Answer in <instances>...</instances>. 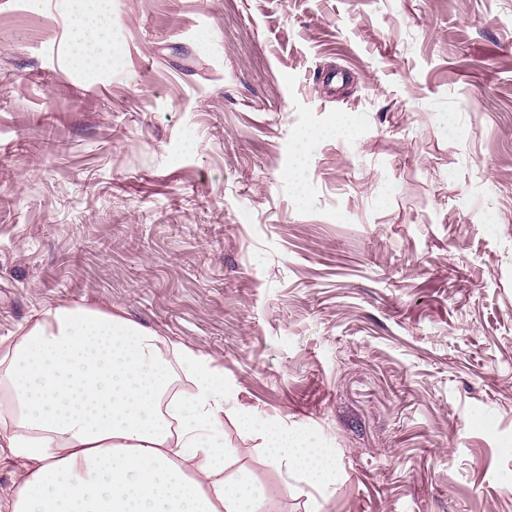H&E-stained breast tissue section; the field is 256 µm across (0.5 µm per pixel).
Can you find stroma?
Instances as JSON below:
<instances>
[{"label":"stroma","mask_w":512,"mask_h":512,"mask_svg":"<svg viewBox=\"0 0 512 512\" xmlns=\"http://www.w3.org/2000/svg\"><path fill=\"white\" fill-rule=\"evenodd\" d=\"M94 6L0 0V336L87 305L209 356L259 512H512V0H111L103 68ZM98 1L96 12L81 14L74 23L72 39L78 50L79 61L91 55L104 62L111 57L108 33L104 25L110 0ZM263 448L286 473L298 471L315 481H326L332 475V468L321 448H316L306 437L290 435L276 428L263 433Z\"/></svg>","instance_id":"obj_1"}]
</instances>
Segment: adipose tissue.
Returning <instances> with one entry per match:
<instances>
[{
  "label": "adipose tissue",
  "instance_id": "ef3b65f1",
  "mask_svg": "<svg viewBox=\"0 0 512 512\" xmlns=\"http://www.w3.org/2000/svg\"><path fill=\"white\" fill-rule=\"evenodd\" d=\"M109 0L79 15V58L111 57ZM224 375L208 356L120 315L48 306L0 336V461L20 482L0 512H255L247 473L224 478ZM286 472L328 480L308 438L266 429Z\"/></svg>",
  "mask_w": 512,
  "mask_h": 512
}]
</instances>
